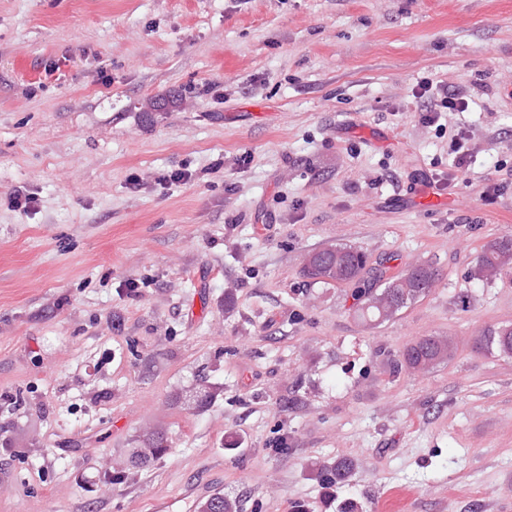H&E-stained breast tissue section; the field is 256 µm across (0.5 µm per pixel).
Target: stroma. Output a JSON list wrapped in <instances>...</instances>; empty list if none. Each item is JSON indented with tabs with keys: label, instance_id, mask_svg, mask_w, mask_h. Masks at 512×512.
Instances as JSON below:
<instances>
[{
	"label": "stroma",
	"instance_id": "1",
	"mask_svg": "<svg viewBox=\"0 0 512 512\" xmlns=\"http://www.w3.org/2000/svg\"><path fill=\"white\" fill-rule=\"evenodd\" d=\"M424 77L468 109L423 123ZM510 235L512 0H0V512H334L339 457L362 512H512V358L474 345L512 325L477 269ZM327 243L439 279L368 327L302 272ZM154 428L170 454L105 484ZM456 348V340L452 336L421 338L406 346L400 358L394 360V372L399 367H405L410 372L427 371L452 360ZM216 392L214 388L205 381L199 383L189 395L177 394L174 398L176 403L186 404L195 410H203L208 407L214 399ZM353 469L354 465L352 461L348 459H337L334 462L316 464L314 470L319 482L330 488L346 481Z\"/></svg>",
	"mask_w": 512,
	"mask_h": 512
}]
</instances>
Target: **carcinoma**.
Listing matches in <instances>:
<instances>
[{
    "label": "carcinoma",
    "mask_w": 512,
    "mask_h": 512,
    "mask_svg": "<svg viewBox=\"0 0 512 512\" xmlns=\"http://www.w3.org/2000/svg\"><path fill=\"white\" fill-rule=\"evenodd\" d=\"M482 278L491 281L503 271L512 268V237H499L486 245L478 260ZM305 275L324 285H354L352 293L354 316L366 326H376L393 319L407 303H412L433 288L437 270L429 265H415L395 274L373 272L368 266L366 254L353 246L337 245L331 249L308 254L304 264ZM475 346L486 351H496L512 356V327L502 326L487 330L476 338ZM456 340L452 336H429L416 340L405 347L400 358L394 360L393 368H406L410 372L432 369L453 359ZM216 392L210 385L201 382L188 395L178 394L174 401L195 410L208 407ZM169 452L165 434L154 430L137 440V445L128 450L124 467L105 474L109 483L122 482L129 475L148 469L162 460ZM354 469L352 461L337 459L315 466L316 478L330 488L346 481ZM220 503L221 512H241L239 501L216 492L199 507V512H210L214 503Z\"/></svg>",
    "instance_id": "1"
}]
</instances>
